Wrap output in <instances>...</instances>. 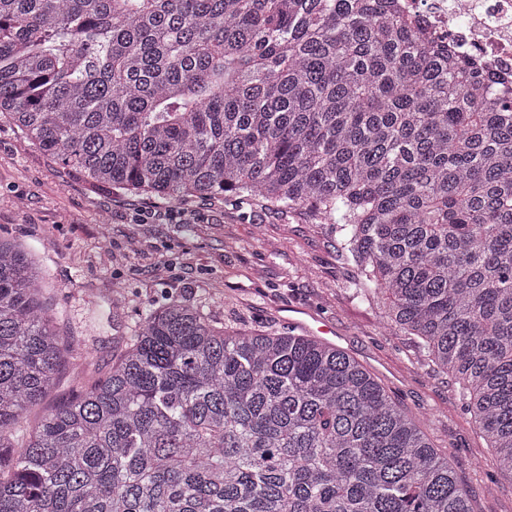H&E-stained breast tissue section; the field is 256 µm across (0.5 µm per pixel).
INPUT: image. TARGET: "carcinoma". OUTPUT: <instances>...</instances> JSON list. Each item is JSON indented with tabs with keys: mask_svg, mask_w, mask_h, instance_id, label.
<instances>
[{
	"mask_svg": "<svg viewBox=\"0 0 512 512\" xmlns=\"http://www.w3.org/2000/svg\"><path fill=\"white\" fill-rule=\"evenodd\" d=\"M385 2L0 0V118L101 190L329 225L512 481V86ZM45 292L0 238V512H474L346 351L175 298L13 444L72 353Z\"/></svg>",
	"mask_w": 512,
	"mask_h": 512,
	"instance_id": "obj_1",
	"label": "carcinoma"
}]
</instances>
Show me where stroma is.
Returning a JSON list of instances; mask_svg holds the SVG:
<instances>
[{"instance_id": "35a3bbf8", "label": "stroma", "mask_w": 512, "mask_h": 512, "mask_svg": "<svg viewBox=\"0 0 512 512\" xmlns=\"http://www.w3.org/2000/svg\"><path fill=\"white\" fill-rule=\"evenodd\" d=\"M153 211L147 224L138 210ZM184 215L174 224L171 214ZM0 237L21 243L45 270L48 305L79 358L61 372L46 405L69 400L112 365V339L131 335L139 313L165 297L187 301L234 327L281 331L308 311L335 329L330 341L363 364L420 418L446 452L476 512H512V482L486 492L493 453L459 387L415 341L385 328L381 298L363 301L356 270L339 257L326 225L264 205L220 199L184 205L103 193L0 121ZM136 242L129 251L128 242ZM125 314L112 317L116 293Z\"/></svg>"}]
</instances>
